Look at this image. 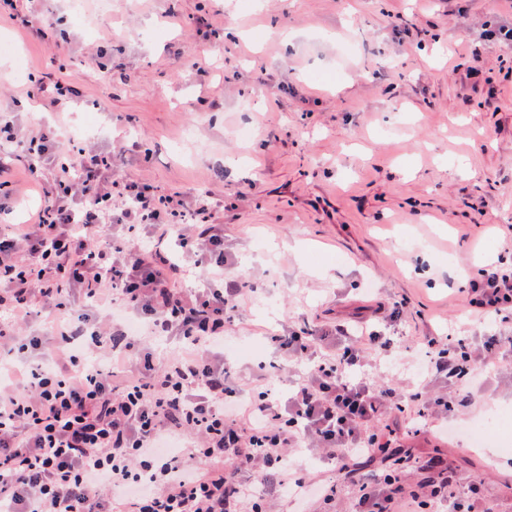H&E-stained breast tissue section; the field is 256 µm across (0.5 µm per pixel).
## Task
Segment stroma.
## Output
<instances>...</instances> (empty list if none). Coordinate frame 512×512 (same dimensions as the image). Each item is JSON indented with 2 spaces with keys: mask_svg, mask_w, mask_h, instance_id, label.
<instances>
[{
  "mask_svg": "<svg viewBox=\"0 0 512 512\" xmlns=\"http://www.w3.org/2000/svg\"><path fill=\"white\" fill-rule=\"evenodd\" d=\"M229 28L245 39L220 40ZM508 31L512 0H82L77 14L71 0H16L0 17L20 49L0 52V110L117 154L120 179L213 203L227 273L248 289L227 332L256 352L224 354L240 383L265 367L286 397L298 364L269 335L369 322L383 297L403 314L376 322L397 353L374 377L416 391L424 337L512 333L464 318L469 282L512 265ZM58 80L69 100L28 101L30 83ZM4 160L22 224L39 189ZM464 388L477 414L512 412V366L478 368ZM467 420L403 446L482 475L485 512H512V454L471 447Z\"/></svg>",
  "mask_w": 512,
  "mask_h": 512,
  "instance_id": "35a3bbf8",
  "label": "stroma"
}]
</instances>
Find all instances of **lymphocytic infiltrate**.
Returning a JSON list of instances; mask_svg holds the SVG:
<instances>
[{"instance_id":"obj_1","label":"lymphocytic infiltrate","mask_w":512,"mask_h":512,"mask_svg":"<svg viewBox=\"0 0 512 512\" xmlns=\"http://www.w3.org/2000/svg\"><path fill=\"white\" fill-rule=\"evenodd\" d=\"M64 138L0 113V144L41 183L30 223L0 225V512H265L274 502L313 512L341 485L355 489L351 512H479L460 505L457 475L439 462L416 479L353 464L382 448L383 421L406 419L416 434L469 408L462 381L512 360V336L478 347L426 337L424 373L448 387L408 394L370 377L391 338L340 325L347 342L336 348L321 329L292 330L272 338L307 361L287 402L262 373L243 392L224 347L245 293L224 277V227L209 203L189 210L150 184L114 180L111 156L84 144L60 161ZM468 292L481 317H512V269L483 270ZM172 340L159 355L157 342ZM288 449L326 454L332 480L268 484Z\"/></svg>"}]
</instances>
